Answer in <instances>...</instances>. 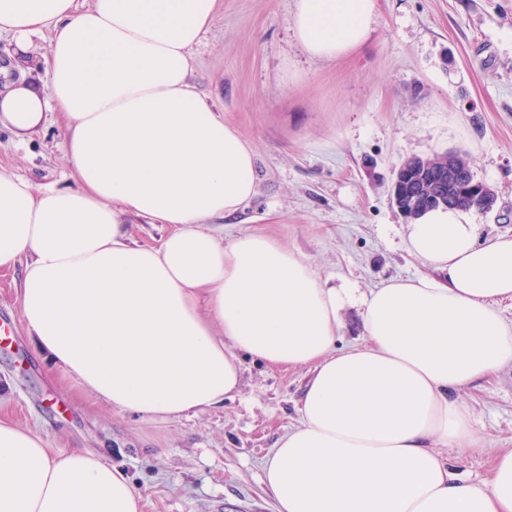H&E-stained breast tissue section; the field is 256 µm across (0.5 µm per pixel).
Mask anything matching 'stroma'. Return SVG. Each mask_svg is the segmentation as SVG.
I'll return each instance as SVG.
<instances>
[{
  "instance_id": "obj_1",
  "label": "stroma",
  "mask_w": 512,
  "mask_h": 512,
  "mask_svg": "<svg viewBox=\"0 0 512 512\" xmlns=\"http://www.w3.org/2000/svg\"><path fill=\"white\" fill-rule=\"evenodd\" d=\"M295 0H219L192 51L191 80L252 147L256 195L224 238L259 234L319 276L362 290L432 274L392 205L397 167L457 151L494 192L472 212L480 237L512 234V0H378L372 40L339 61L311 58L291 29ZM63 131L25 141L0 126V169L35 189L74 171ZM20 269L0 271V418L49 434L55 448L105 454L140 491L143 512H274L262 463L297 419L307 368L245 359L235 397L175 419L121 412L82 391L33 348ZM482 449L444 448L456 472L489 474L512 448V366L463 389Z\"/></svg>"
}]
</instances>
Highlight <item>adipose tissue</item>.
I'll return each mask as SVG.
<instances>
[{
	"mask_svg": "<svg viewBox=\"0 0 512 512\" xmlns=\"http://www.w3.org/2000/svg\"><path fill=\"white\" fill-rule=\"evenodd\" d=\"M378 0H296L306 53L369 40ZM217 0H0V124L25 140L62 124L71 188L0 171V268L25 258L21 311L54 368L122 412L178 418L234 395L244 359L310 379L263 464L276 512H512V449L472 483L442 448H478L460 389L512 365V236L479 239L468 212L409 226L434 275L369 292L335 286L271 239L207 230L256 193L255 154L191 82ZM48 36L42 58L34 38ZM171 225L130 244L128 215ZM359 307L365 343L338 348ZM100 453L55 448L0 420V512H141Z\"/></svg>",
	"mask_w": 512,
	"mask_h": 512,
	"instance_id": "1",
	"label": "adipose tissue"
}]
</instances>
